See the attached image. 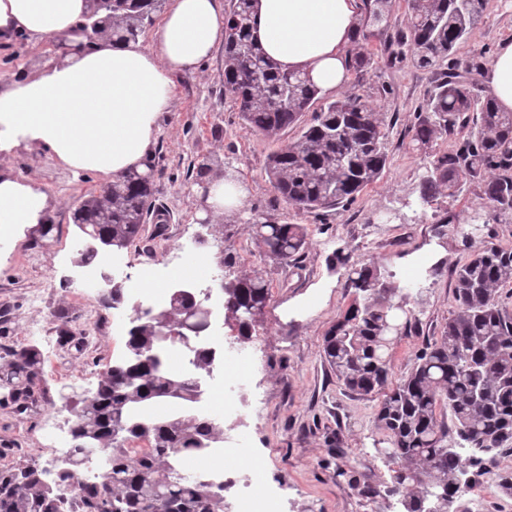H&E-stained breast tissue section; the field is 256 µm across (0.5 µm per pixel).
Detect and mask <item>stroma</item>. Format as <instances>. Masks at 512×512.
<instances>
[{"instance_id": "obj_1", "label": "stroma", "mask_w": 512, "mask_h": 512, "mask_svg": "<svg viewBox=\"0 0 512 512\" xmlns=\"http://www.w3.org/2000/svg\"><path fill=\"white\" fill-rule=\"evenodd\" d=\"M366 37L358 48L370 53L363 71H349L345 94L357 95L382 116L388 129V164L381 177L345 206L312 213L281 198L265 165L269 154L295 139L290 127L268 136L243 123L238 105L224 93V47L216 45L195 71L172 76V102L160 118L149 158L154 167V211L138 238L107 262L77 266L80 230L73 214L101 183L88 172H72L48 154L18 151L10 160L16 174L33 180L60 204L53 229L36 237L22 232L0 243V374L8 351L36 346L42 358L43 398L22 410L0 385V469L32 464L54 477L61 468L53 447L68 451L75 411L91 396L112 364L125 353L131 306L107 309L100 303L101 275L123 279L125 287L152 284L169 295L173 285L212 287V273L225 279L261 275L271 298L258 316L246 348L256 364L242 373L234 360L223 364L226 388L245 385L246 417L239 427L244 460L233 467L264 469L278 489L285 512H399L392 494L395 466L379 456L383 438L376 426L379 396H359L341 387L325 363L322 340L348 307L352 295L343 272L333 271L336 251L353 261L374 263L382 281L409 289L412 329L392 346V371L411 368L427 340L439 335L454 308L455 270L489 241L512 246L511 224H484L464 239L462 231L480 206V190L466 186L455 194L440 191L422 204L421 182L433 156L452 142L438 139L431 148L411 140L435 85L434 71L418 67L409 48L397 46L396 31L407 29V0H389L388 21L370 26L367 0H358ZM512 39V0H487L478 24L458 55L476 59L480 68L468 79L483 85L500 42ZM53 39L18 37L0 43V74L32 72L54 57ZM230 179L244 191L237 212L202 223L206 186ZM272 218L301 224L307 243L299 263L266 258L253 222ZM444 224V237L434 233ZM442 248L445 255L400 272L402 261L421 251ZM204 270L190 275V255ZM68 330L71 340L60 339ZM355 476L358 489L347 485ZM368 494H361V487Z\"/></svg>"}]
</instances>
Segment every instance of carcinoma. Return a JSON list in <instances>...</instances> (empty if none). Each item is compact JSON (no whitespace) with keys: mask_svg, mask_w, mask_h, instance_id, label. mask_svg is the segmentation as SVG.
Here are the masks:
<instances>
[{"mask_svg":"<svg viewBox=\"0 0 512 512\" xmlns=\"http://www.w3.org/2000/svg\"><path fill=\"white\" fill-rule=\"evenodd\" d=\"M486 0H409L411 25L398 45L415 50L416 64L441 70L421 109L413 141L427 148L439 138L456 139L471 121L481 127L435 157L422 179L420 199L429 204L440 187L452 196L476 185L489 208L485 223H512V112L465 86L475 59L457 57L461 44L483 13ZM159 0H116L112 34L138 36L151 22ZM253 0H230L224 13V93L239 104L246 125L275 134L300 125L295 140L268 155L274 188L299 210L345 205L376 182L388 163L384 120L358 98L322 104L311 122L300 124L318 91L307 76L285 73L266 58L251 37ZM153 176L130 172L112 183L109 196H92L75 221L93 224L115 244L130 245L154 209ZM265 255L297 263L306 228L266 219L254 224ZM353 299L323 336L325 362L343 387L358 395L383 393L377 426L386 437L381 449L395 470L394 487H420L400 500L403 512H428L430 500L448 512V497L460 510L459 491L473 483L470 470L512 452V312L499 289L512 287V248L489 242L456 270L455 311L440 336L426 343L408 373L392 381L390 351L408 332L407 296L380 280L377 270L342 252ZM269 300L260 276L224 283V317L244 339ZM192 306L168 299L154 318L136 316L128 331L127 355L110 368L95 395L75 413L79 435L72 453L79 469L90 459L85 446L99 449L105 470L92 481L61 472L51 481L33 465L0 469V512H224V495L206 490L199 478L180 472L181 454L204 455L223 433L190 398L195 375L212 359L200 345L184 354L185 368L169 362L173 348L158 333L173 327ZM143 352L135 357L133 351ZM7 383L11 400L25 403L41 373L40 353L27 345L9 351ZM172 406L166 418L156 402ZM450 411L453 428L440 416ZM146 440L150 448L131 457L121 442ZM76 489L75 496L67 494Z\"/></svg>","mask_w":512,"mask_h":512,"instance_id":"carcinoma-1","label":"carcinoma"}]
</instances>
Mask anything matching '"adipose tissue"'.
I'll return each instance as SVG.
<instances>
[{
    "label": "adipose tissue",
    "mask_w": 512,
    "mask_h": 512,
    "mask_svg": "<svg viewBox=\"0 0 512 512\" xmlns=\"http://www.w3.org/2000/svg\"><path fill=\"white\" fill-rule=\"evenodd\" d=\"M93 0H0V40L23 35L59 45L36 72L0 76V240L48 223L53 203L6 161L19 148L112 182L143 171L171 99V75L194 70L224 37L219 0H171L149 40H119L110 23L84 24ZM358 27L356 0H255L252 37L281 70L307 76L323 94L341 90ZM499 110L512 112V41L485 74Z\"/></svg>",
    "instance_id": "ef3b65f1"
}]
</instances>
